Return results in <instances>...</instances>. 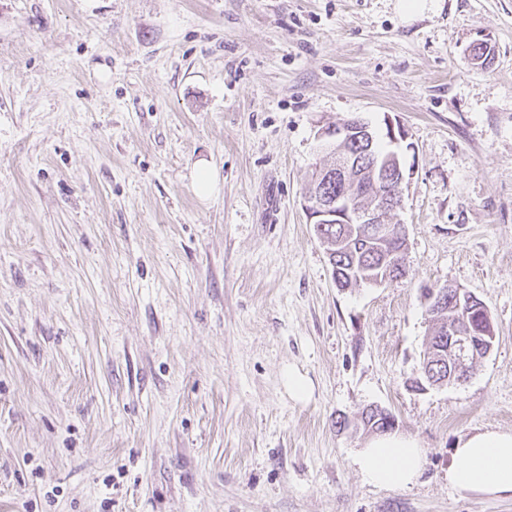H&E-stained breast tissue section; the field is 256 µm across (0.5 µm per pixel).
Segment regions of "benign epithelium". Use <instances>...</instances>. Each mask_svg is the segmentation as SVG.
I'll use <instances>...</instances> for the list:
<instances>
[{
    "label": "benign epithelium",
    "mask_w": 512,
    "mask_h": 512,
    "mask_svg": "<svg viewBox=\"0 0 512 512\" xmlns=\"http://www.w3.org/2000/svg\"><path fill=\"white\" fill-rule=\"evenodd\" d=\"M373 129L359 118H349L342 123L320 130L319 137L325 147L331 149L339 143L351 141L369 151L373 143ZM409 173L403 157L391 150L373 160L368 169L359 167V161L344 156L334 166L317 173L314 183L303 193V205L311 224H358L369 240L383 249L396 237L406 238L404 225L397 220L403 208L404 193ZM341 183L345 189L334 194L328 191L329 184ZM390 269L395 274H406L403 251L391 252ZM391 273V274H393ZM391 274L384 277L371 276L367 282L383 285L391 281ZM429 305L435 311L445 312L451 305L457 309L467 306L475 312V318L490 317L485 304L475 295L457 287L445 289L429 288L425 292ZM448 346L435 348L425 365L441 366L451 362L448 373L437 374L429 379L432 386H443L463 382L470 374V363L486 357L493 349L488 342L487 331H479L466 323L450 324Z\"/></svg>",
    "instance_id": "1"
}]
</instances>
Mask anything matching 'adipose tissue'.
Segmentation results:
<instances>
[{
	"instance_id": "1",
	"label": "adipose tissue",
	"mask_w": 512,
	"mask_h": 512,
	"mask_svg": "<svg viewBox=\"0 0 512 512\" xmlns=\"http://www.w3.org/2000/svg\"><path fill=\"white\" fill-rule=\"evenodd\" d=\"M355 462L368 483L406 488L421 474L424 450L412 437L386 433L373 437ZM448 483L471 493L512 498V432L490 430L459 440Z\"/></svg>"
}]
</instances>
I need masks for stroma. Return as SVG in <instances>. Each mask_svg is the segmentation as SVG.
Listing matches in <instances>:
<instances>
[{
  "instance_id": "obj_1",
  "label": "stroma",
  "mask_w": 512,
  "mask_h": 512,
  "mask_svg": "<svg viewBox=\"0 0 512 512\" xmlns=\"http://www.w3.org/2000/svg\"><path fill=\"white\" fill-rule=\"evenodd\" d=\"M351 117L403 126L414 174L406 277L342 290L302 196ZM446 284L494 347L419 392ZM369 405L424 448L412 487L355 465ZM485 430L512 431V0H0V512H512L448 484ZM445 289H435L429 288L425 292V297L429 301V305L435 309V311L446 312L448 302L450 306L455 307V309H460L462 306L470 307V311L475 312L474 319H480L487 317L490 321V312L485 304L478 299L475 295L463 291L460 288L449 286H444ZM490 327L492 330V321H490Z\"/></svg>"
}]
</instances>
